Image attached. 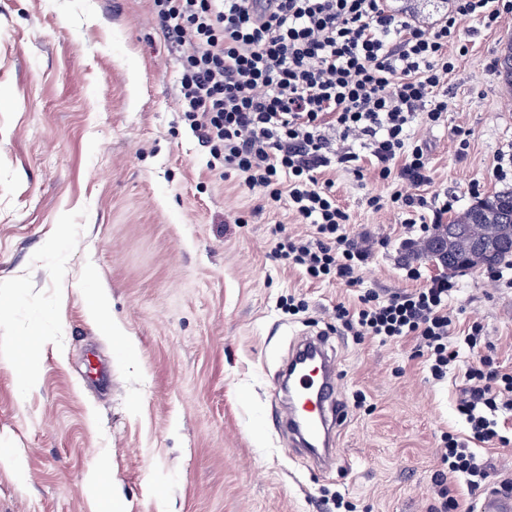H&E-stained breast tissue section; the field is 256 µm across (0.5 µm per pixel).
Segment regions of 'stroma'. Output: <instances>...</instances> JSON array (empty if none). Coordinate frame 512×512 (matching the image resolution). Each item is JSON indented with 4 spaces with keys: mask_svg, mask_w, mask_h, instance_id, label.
<instances>
[{
    "mask_svg": "<svg viewBox=\"0 0 512 512\" xmlns=\"http://www.w3.org/2000/svg\"><path fill=\"white\" fill-rule=\"evenodd\" d=\"M512 12L464 22L448 47V112L413 126L430 146L417 187L336 174L350 231L375 242L358 286L314 281L273 255L287 205L209 173L182 119L180 52L149 0H0V337L45 342L38 383L0 357V512H431L442 434L464 438L453 379L434 380L415 343L342 336L337 304L415 287L392 203L422 194L455 212L512 188V89L497 58ZM377 195L381 208L368 205ZM423 279L438 276L419 262ZM457 329L480 324L512 366V285L455 273ZM110 325L90 312L97 294ZM323 336L338 357L345 461L322 472L278 426L275 371ZM105 463L111 489H91Z\"/></svg>",
    "mask_w": 512,
    "mask_h": 512,
    "instance_id": "obj_1",
    "label": "stroma"
}]
</instances>
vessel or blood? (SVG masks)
<instances>
[{"instance_id": "vessel-or-blood-1", "label": "vessel or blood", "mask_w": 512, "mask_h": 512, "mask_svg": "<svg viewBox=\"0 0 512 512\" xmlns=\"http://www.w3.org/2000/svg\"><path fill=\"white\" fill-rule=\"evenodd\" d=\"M275 394L283 400L281 426L307 456L326 470L341 464L338 445L344 408L332 349L317 338L302 340L289 358ZM476 512H512V493L486 489Z\"/></svg>"}]
</instances>
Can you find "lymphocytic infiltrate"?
Here are the masks:
<instances>
[{"mask_svg":"<svg viewBox=\"0 0 512 512\" xmlns=\"http://www.w3.org/2000/svg\"><path fill=\"white\" fill-rule=\"evenodd\" d=\"M150 2L165 40L181 50L182 118L208 147V169L235 177L241 192L261 188L270 203L287 201L310 231L292 237L274 225L276 256L311 278L350 287L372 246L350 234L330 171L347 168L360 178L369 167L382 180L428 183L425 143H408L407 132L445 117L442 89L454 69L448 46L459 22L492 25L501 7V0H452L430 24L399 18L387 0ZM452 286L437 277L385 298L368 290L356 308L336 307L353 335L413 339L433 379L451 372L463 379L457 411L469 434L442 438L434 512H447L457 482L473 498L495 483L512 492V478L499 479L474 449L512 444L499 429L500 417L512 415V370L498 364L482 326L470 327L463 349L450 345ZM464 349L477 363L462 365Z\"/></svg>","mask_w":512,"mask_h":512,"instance_id":"obj_1","label":"lymphocytic infiltrate"}]
</instances>
